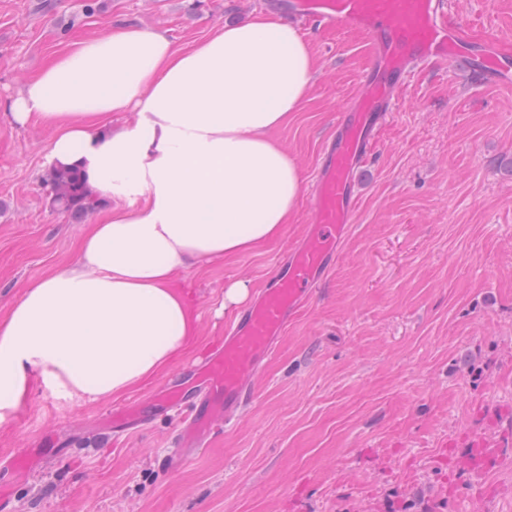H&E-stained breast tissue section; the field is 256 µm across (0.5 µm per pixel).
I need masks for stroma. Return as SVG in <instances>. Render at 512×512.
<instances>
[{
	"label": "stroma",
	"mask_w": 512,
	"mask_h": 512,
	"mask_svg": "<svg viewBox=\"0 0 512 512\" xmlns=\"http://www.w3.org/2000/svg\"><path fill=\"white\" fill-rule=\"evenodd\" d=\"M0 0V314L30 280L69 265L75 221L45 183L52 130L17 124L8 102L60 53L107 29L168 32L183 45L273 0ZM452 13L512 32V0H449ZM316 77L276 132L311 178L339 110L354 99L366 39L306 26ZM359 208L327 280L291 325L237 421L172 468L175 419L112 437V399L73 404L33 386L0 424V481L14 512H512V88L447 64L417 67L378 150L357 174ZM309 221L301 198L284 236L180 279L200 313L194 365L224 333L226 284H268ZM57 434L64 462L12 477L6 461ZM500 450L456 479L449 456L475 438Z\"/></svg>",
	"instance_id": "obj_1"
}]
</instances>
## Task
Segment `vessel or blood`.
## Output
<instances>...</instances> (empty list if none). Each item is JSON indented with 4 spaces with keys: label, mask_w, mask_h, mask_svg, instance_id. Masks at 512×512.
<instances>
[{
    "label": "vessel or blood",
    "mask_w": 512,
    "mask_h": 512,
    "mask_svg": "<svg viewBox=\"0 0 512 512\" xmlns=\"http://www.w3.org/2000/svg\"><path fill=\"white\" fill-rule=\"evenodd\" d=\"M289 13L309 25H342L364 34L370 55L356 97L323 147L305 236L280 262L271 284L190 373L112 409L107 421L114 431L142 426L181 406L189 421L179 432V443L197 448L216 422L231 421L246 405L255 378L340 252L358 208L356 175L379 126L392 116L413 65L440 60L456 71L476 70L495 85L512 86V40L492 33L480 49L464 48L458 34L465 23L451 19L446 0H290ZM56 452L57 441L50 438L43 447L15 455L10 465L26 474ZM496 455V448L480 438L463 462L481 472Z\"/></svg>",
    "instance_id": "obj_1"
}]
</instances>
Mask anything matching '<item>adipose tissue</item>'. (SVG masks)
I'll return each instance as SVG.
<instances>
[{
  "label": "adipose tissue",
  "mask_w": 512,
  "mask_h": 512,
  "mask_svg": "<svg viewBox=\"0 0 512 512\" xmlns=\"http://www.w3.org/2000/svg\"><path fill=\"white\" fill-rule=\"evenodd\" d=\"M310 42L259 15L186 47L159 30L74 44L8 104L53 137L105 209L77 260L0 317V423L33 383L67 402L120 397L199 342L179 274L282 237L302 173L275 138L314 80Z\"/></svg>",
  "instance_id": "obj_1"
}]
</instances>
